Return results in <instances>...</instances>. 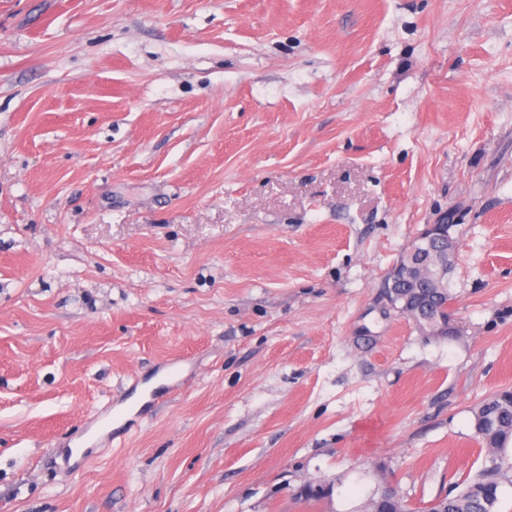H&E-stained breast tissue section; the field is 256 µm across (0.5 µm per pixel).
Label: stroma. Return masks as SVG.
I'll return each instance as SVG.
<instances>
[{
    "instance_id": "obj_1",
    "label": "stroma",
    "mask_w": 512,
    "mask_h": 512,
    "mask_svg": "<svg viewBox=\"0 0 512 512\" xmlns=\"http://www.w3.org/2000/svg\"><path fill=\"white\" fill-rule=\"evenodd\" d=\"M510 388L512 0H0V512H422ZM448 236V250L451 248V238L450 232L447 224H445L442 219L436 224H428L425 229L418 235L415 239L414 246L410 251V254L414 256L415 254H420L421 258H424L426 264L422 266H416L414 263V259L411 258L412 265H409L405 258L402 257L401 260L396 264V266L392 269L390 276L387 280L391 282L396 281H404L409 282L418 276H422L424 274L432 273L431 271L438 270L440 271V277L445 273V257L447 258V268H448V255L435 254L434 256L430 255V251L432 250L431 245L434 239ZM431 264L434 266V270H430L428 265ZM429 301L422 306L420 311L413 310L409 314H404L412 318L415 322L429 319L435 322H449L454 321L451 318V313L448 312L450 305L454 300L453 294L450 291V279L442 286H437L428 290Z\"/></svg>"
}]
</instances>
